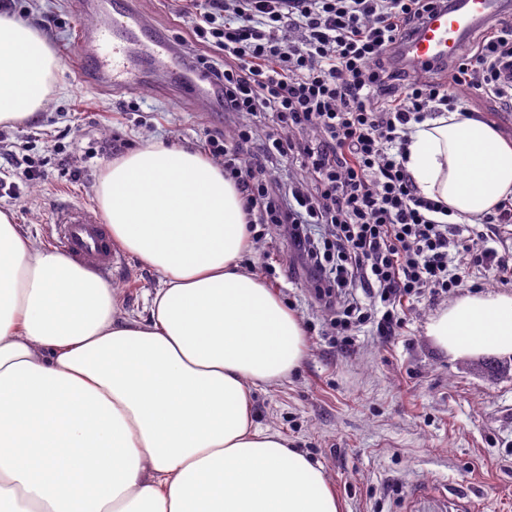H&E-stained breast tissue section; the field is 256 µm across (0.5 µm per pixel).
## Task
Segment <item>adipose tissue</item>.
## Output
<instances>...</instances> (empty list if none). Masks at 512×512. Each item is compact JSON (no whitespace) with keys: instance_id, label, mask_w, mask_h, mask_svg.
Listing matches in <instances>:
<instances>
[{"instance_id":"ef3b65f1","label":"adipose tissue","mask_w":512,"mask_h":512,"mask_svg":"<svg viewBox=\"0 0 512 512\" xmlns=\"http://www.w3.org/2000/svg\"><path fill=\"white\" fill-rule=\"evenodd\" d=\"M59 66L0 10V124L38 122ZM406 168L439 222L512 198V141L474 114L415 125ZM97 200L113 243L158 276L146 314L0 209V512H343L322 466L254 422V388L307 348L240 265L253 242L223 167L149 141L112 161ZM426 333L456 357L510 356L512 292L462 296Z\"/></svg>"}]
</instances>
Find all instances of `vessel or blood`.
I'll return each instance as SVG.
<instances>
[{"instance_id": "vessel-or-blood-1", "label": "vessel or blood", "mask_w": 512, "mask_h": 512, "mask_svg": "<svg viewBox=\"0 0 512 512\" xmlns=\"http://www.w3.org/2000/svg\"><path fill=\"white\" fill-rule=\"evenodd\" d=\"M82 14L99 15L100 21L82 30L80 38L90 47L84 64L95 84L123 93L137 87L142 79V58L166 59L167 73L182 97L199 104L211 101L217 87L210 75L199 70L178 78L172 64L177 52L170 41L154 34L134 6V0H75ZM503 9L502 0H448L447 8L433 13L419 33L404 42L401 60L421 71L455 56L470 34ZM53 222L66 250L100 275H110L121 261L108 227L89 209L58 208Z\"/></svg>"}]
</instances>
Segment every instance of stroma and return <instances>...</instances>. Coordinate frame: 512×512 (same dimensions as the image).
<instances>
[{
    "mask_svg": "<svg viewBox=\"0 0 512 512\" xmlns=\"http://www.w3.org/2000/svg\"><path fill=\"white\" fill-rule=\"evenodd\" d=\"M34 25L57 23L45 35L61 67L59 91L33 125H0V209L14 212L31 238L55 247L52 216L63 205L98 210L96 187L106 166L149 139L201 147L206 132L232 126L219 103L194 110L155 83L115 95L80 77L88 47L79 38L90 20L70 0H10ZM168 40L188 20L175 0H136ZM36 177H28L27 165ZM302 320L307 356L287 380L256 389L254 421L281 432L319 462L344 512H405L423 485L442 498L474 503L476 512H512V359L490 354L453 357L426 334L431 315L450 298L403 305L399 336L388 341L362 326L348 350L333 347L313 286L296 267L281 234L271 233L242 259ZM275 276H267V266ZM111 285L128 311L143 312L157 277L125 253Z\"/></svg>",
    "mask_w": 512,
    "mask_h": 512,
    "instance_id": "obj_1",
    "label": "stroma"
}]
</instances>
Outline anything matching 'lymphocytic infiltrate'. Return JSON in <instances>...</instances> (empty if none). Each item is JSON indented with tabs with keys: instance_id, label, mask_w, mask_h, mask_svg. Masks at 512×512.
Returning <instances> with one entry per match:
<instances>
[{
	"instance_id": "lymphocytic-infiltrate-1",
	"label": "lymphocytic infiltrate",
	"mask_w": 512,
	"mask_h": 512,
	"mask_svg": "<svg viewBox=\"0 0 512 512\" xmlns=\"http://www.w3.org/2000/svg\"><path fill=\"white\" fill-rule=\"evenodd\" d=\"M438 0H187L193 41L223 56L186 59L212 72L225 112L267 115L231 134H206L203 148L245 199L254 241L274 226L289 238L329 314L341 346L376 321L396 335V309L422 294L460 287L455 255L505 275L512 258L475 251L462 225L432 220L437 202L421 197L405 163L413 125L440 109L464 107L465 94L495 97L512 109V20L497 19L471 52L429 67L415 79L397 44L413 34ZM288 163L301 173L286 187L271 173ZM327 226V236L311 227ZM386 307L380 319L356 289Z\"/></svg>"
}]
</instances>
